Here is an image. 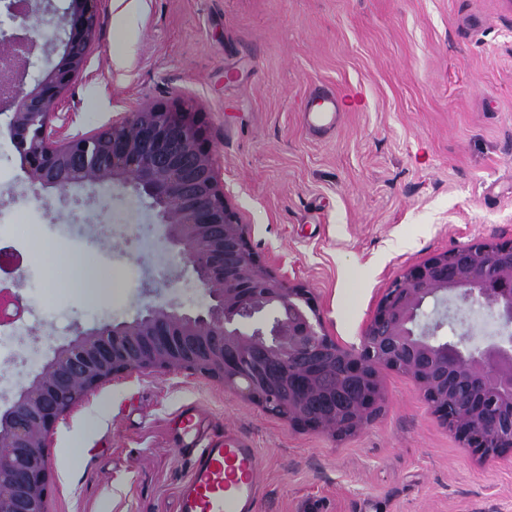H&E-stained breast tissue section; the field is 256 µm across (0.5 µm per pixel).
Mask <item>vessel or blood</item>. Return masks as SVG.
<instances>
[{
	"label": "vessel or blood",
	"mask_w": 512,
	"mask_h": 512,
	"mask_svg": "<svg viewBox=\"0 0 512 512\" xmlns=\"http://www.w3.org/2000/svg\"><path fill=\"white\" fill-rule=\"evenodd\" d=\"M342 99L332 90L309 94L302 114L314 131L335 127ZM176 444L191 463L188 480L179 490L180 512H253L261 460L250 444L235 435H209L192 410L181 414Z\"/></svg>",
	"instance_id": "vessel-or-blood-1"
}]
</instances>
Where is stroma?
<instances>
[{
	"label": "stroma",
	"instance_id": "35a3bbf8",
	"mask_svg": "<svg viewBox=\"0 0 512 512\" xmlns=\"http://www.w3.org/2000/svg\"><path fill=\"white\" fill-rule=\"evenodd\" d=\"M126 26L130 48L105 11L65 96L73 130L144 102L200 113L252 246L311 290L341 342H359L410 266L512 240V0H143ZM318 86L346 102L323 139L301 122ZM154 221L130 190L44 201L0 133V225L24 256L28 306L0 331L12 343L0 408L76 330L134 322L149 279L184 309L206 303ZM70 257L111 273V289L72 287ZM383 385L382 412L335 437L199 375H130L58 424L50 512H178L186 405L257 449L254 512H512V457L479 461L409 378L389 371Z\"/></svg>",
	"mask_w": 512,
	"mask_h": 512
}]
</instances>
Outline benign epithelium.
I'll list each match as a JSON object with an SVG mask.
<instances>
[{"mask_svg": "<svg viewBox=\"0 0 512 512\" xmlns=\"http://www.w3.org/2000/svg\"><path fill=\"white\" fill-rule=\"evenodd\" d=\"M0 0V117L29 186L64 197L90 185L132 188L155 230L192 267L209 299L186 311L153 301L132 323L78 331L0 410V512H50L57 423L102 385L130 373L191 372L224 384L302 429L347 435L383 403L382 374L408 376L430 411L480 458L512 454V241H477L396 278L360 343L329 335L308 289L253 250L201 123L178 105L143 103L89 132H69L64 98L96 41L104 0ZM56 56L23 88L29 67ZM476 304L498 335L474 344L438 332Z\"/></svg>", "mask_w": 512, "mask_h": 512, "instance_id": "benign-epithelium-1", "label": "benign epithelium"}]
</instances>
